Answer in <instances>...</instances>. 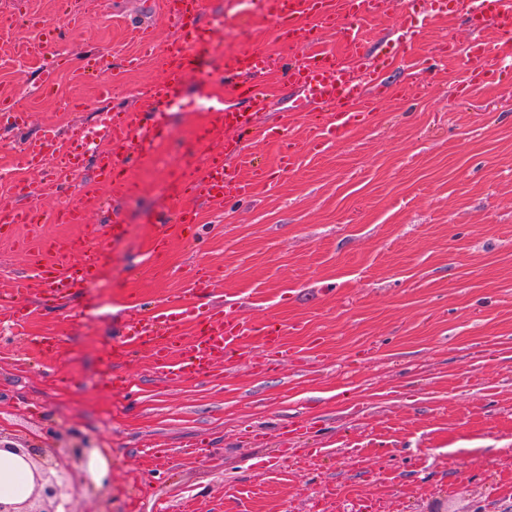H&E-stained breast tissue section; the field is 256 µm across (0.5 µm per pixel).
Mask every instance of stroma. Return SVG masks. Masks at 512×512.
<instances>
[{
  "instance_id": "obj_1",
  "label": "stroma",
  "mask_w": 512,
  "mask_h": 512,
  "mask_svg": "<svg viewBox=\"0 0 512 512\" xmlns=\"http://www.w3.org/2000/svg\"><path fill=\"white\" fill-rule=\"evenodd\" d=\"M160 2L95 0L65 26L61 58L14 59L36 35L27 25L0 36L10 60L0 96L30 115L22 128L0 126V171L45 131L92 124L108 105L140 108V87L160 78L177 36ZM424 8L411 0L367 24L385 99L347 138L303 153L293 173L279 169V144L305 139L308 119L283 121L294 90L276 22L245 4L225 12L224 0H204L198 21L214 40L133 170L135 189L102 182L88 153L69 193L96 201L89 236L125 224L111 262L54 300L34 291L24 321L0 310V439L59 451L88 443L110 460V487L82 492L74 512H317L330 485L333 512H359L365 500L386 512H512V72L459 98L463 61L434 47L465 43L468 24L425 19ZM412 20L407 53L393 30ZM250 47L275 62L262 77L267 134L249 147L267 183L221 204L170 196L173 174L197 158L208 100L240 101L208 75ZM87 53L123 70L120 93L104 101L97 79H77ZM49 64L58 80L47 94L38 84ZM406 83L415 95L401 94ZM60 97L71 111H58ZM187 208L198 243L172 239L155 259L163 214ZM200 264L217 277L209 303L277 318L287 359H265L259 373L234 361L175 383L154 373L147 351L113 359L128 317L189 300ZM44 336L54 352L40 350ZM193 443L200 452L184 455ZM158 449L168 466L156 465Z\"/></svg>"
}]
</instances>
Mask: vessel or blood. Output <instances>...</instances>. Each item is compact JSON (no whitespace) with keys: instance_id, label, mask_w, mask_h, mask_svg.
I'll list each match as a JSON object with an SVG mask.
<instances>
[{"instance_id":"obj_1","label":"vessel or blood","mask_w":512,"mask_h":512,"mask_svg":"<svg viewBox=\"0 0 512 512\" xmlns=\"http://www.w3.org/2000/svg\"><path fill=\"white\" fill-rule=\"evenodd\" d=\"M268 16L278 20L285 44L299 57L289 63L286 73L296 94L291 108L306 112L310 118L308 136L298 141L283 140L280 167L294 170L300 152L317 149L328 140H340L366 122L382 95L381 73L366 57L361 32L371 16L387 15L390 0H263ZM435 14L464 16L472 33L464 48L448 44V54H464L468 61L467 76L458 93L467 98L485 85L494 83L503 73L506 61L512 60V0H432ZM165 14L178 31V43L166 60L163 76L147 84L141 100L144 110L106 112L99 123V139L109 145L99 159V175L114 186H130L134 163L150 155L164 131L162 108L179 104V88L187 74L199 63L197 52L212 38L211 30L201 28L197 16L201 0H163ZM494 29L498 39H483L486 29ZM339 35L346 50L323 47L325 34ZM270 67L268 55L259 48L242 52L227 62L219 82L232 86L244 99V107L226 104L210 106V127L196 137V149L202 156L200 167L185 168L178 179L175 196L187 195L207 203H220L230 197L249 196L255 184L268 178L266 167L252 163L248 178L231 175V161L245 155V133L256 124L257 117L268 110L266 90L260 75ZM223 135L224 147L212 146L216 135ZM90 146L83 128H73L67 139L46 132L41 139L29 142L15 157L18 166L37 170L51 156H60L59 180L67 182L71 173L81 169ZM87 208L63 203L51 214L59 224H82ZM41 212L33 206L19 207L0 221V236L14 237L18 225L39 223ZM113 225L109 234L83 239H53L30 233L21 249L33 261L36 279L15 278L9 293V310L22 319L19 300L33 291L34 281H41L47 297H55L81 287L91 280L99 267L110 260L112 243L120 234ZM192 323L193 336L180 340L183 323ZM125 340L117 357L123 358L135 349L152 353L153 367L167 382L201 378L213 374L219 362L230 355L247 357L254 337H261L268 352L287 357L284 338L273 317L254 320L231 307L183 305L171 314L139 313L124 328Z\"/></svg>"}]
</instances>
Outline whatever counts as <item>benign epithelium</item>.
<instances>
[{
	"instance_id": "1",
	"label": "benign epithelium",
	"mask_w": 512,
	"mask_h": 512,
	"mask_svg": "<svg viewBox=\"0 0 512 512\" xmlns=\"http://www.w3.org/2000/svg\"><path fill=\"white\" fill-rule=\"evenodd\" d=\"M11 450L32 465L35 491L24 503L4 505L0 512H71V501L78 491L69 461L57 452L44 448H18Z\"/></svg>"
}]
</instances>
